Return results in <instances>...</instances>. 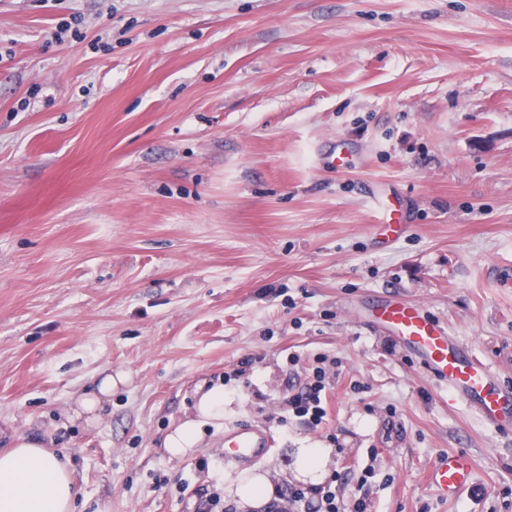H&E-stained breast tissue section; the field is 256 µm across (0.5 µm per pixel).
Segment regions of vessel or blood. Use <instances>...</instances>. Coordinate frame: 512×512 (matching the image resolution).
I'll use <instances>...</instances> for the list:
<instances>
[{
	"instance_id": "1",
	"label": "vessel or blood",
	"mask_w": 512,
	"mask_h": 512,
	"mask_svg": "<svg viewBox=\"0 0 512 512\" xmlns=\"http://www.w3.org/2000/svg\"><path fill=\"white\" fill-rule=\"evenodd\" d=\"M375 320L392 336L415 350L430 373L448 386L453 398L474 405L486 422L496 425L512 419V394L499 390L490 371L461 351L447 328L428 317L421 304L390 300L378 307ZM272 445L270 435L250 426L235 428L224 435L225 457L249 462ZM472 469L461 453L438 458L429 480L439 495L455 498L470 485Z\"/></svg>"
}]
</instances>
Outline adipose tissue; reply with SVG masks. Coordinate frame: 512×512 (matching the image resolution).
<instances>
[{
    "label": "adipose tissue",
    "mask_w": 512,
    "mask_h": 512,
    "mask_svg": "<svg viewBox=\"0 0 512 512\" xmlns=\"http://www.w3.org/2000/svg\"><path fill=\"white\" fill-rule=\"evenodd\" d=\"M70 461L39 438L11 437L0 451V512H73Z\"/></svg>",
    "instance_id": "adipose-tissue-1"
}]
</instances>
